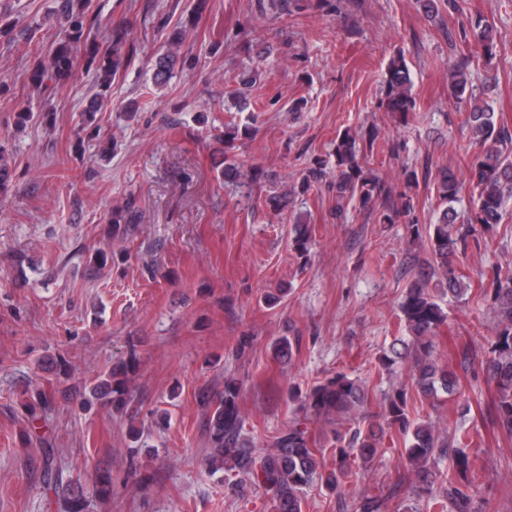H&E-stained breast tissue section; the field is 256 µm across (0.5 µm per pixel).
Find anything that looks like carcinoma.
I'll return each instance as SVG.
<instances>
[{
	"label": "carcinoma",
	"mask_w": 512,
	"mask_h": 512,
	"mask_svg": "<svg viewBox=\"0 0 512 512\" xmlns=\"http://www.w3.org/2000/svg\"><path fill=\"white\" fill-rule=\"evenodd\" d=\"M53 15L59 19L60 30L54 52L47 57H37L28 72V84L40 93L69 80L72 76L74 55L82 51L87 71L96 75L97 92L84 111L85 118L80 132L89 139L99 136L96 124L98 112L107 108V91L112 78L125 65V46L129 42L127 29L116 26L110 29L106 46L89 41L93 29L99 27V16L90 10V0H56ZM470 37L483 52L493 55L494 30L481 15L468 18L462 35ZM471 58L459 56L451 70L452 89L463 116L462 127L472 135L481 150L472 154L466 164L468 181L473 185V196L467 209L460 213L454 203L459 201L457 174L452 167H442L431 174L425 166L422 177H434L437 196L442 209L436 222L427 230L428 251L431 261L415 273V281L407 289L399 309L402 320L410 332L406 343L407 356L411 359V383L394 389L384 398L381 417L383 424H370L367 429L351 433L335 431L336 468L324 472L323 485L330 492L340 493L353 475V464L367 465L380 454L384 436L395 432L406 438L405 455L402 456L407 471L415 475L416 482L409 486V497H427L432 512H475L476 477L474 462L465 449L472 440L463 431L440 428L431 420L411 418L415 400L436 397L438 390L453 393L459 377L452 368L442 366L433 354L432 334L446 318L442 306L430 291L432 279L443 285L441 293L464 298L469 288L464 282L462 256L466 255L468 238L481 246L479 235L490 232L501 223L503 212L512 198V132L497 122L495 112L482 99L484 89L471 80ZM184 65L180 55L168 50L158 57L153 76L154 85L164 86L174 77L175 68ZM385 95L379 108L407 121L413 115L414 101L409 93L410 74L403 59L390 63L385 81ZM224 142V171L233 177L239 172L235 142L238 129L227 128L224 135L216 136ZM371 153L378 140V128L372 127L357 135L344 131L336 142V176L332 187L336 189V217L344 212V202L354 203L359 209L376 212L382 224H396L414 211L413 197L404 191L393 194L379 178L368 172L365 160L359 158L357 140ZM139 221V209L129 201L123 210L111 214L112 239L124 238ZM495 306L498 318L496 341L486 360V373L495 384L493 413L502 434L512 438V282L493 280ZM298 339H284L274 346L275 354L283 361H290L298 353ZM136 364L135 354H130L121 371L113 370L93 389L99 399L108 398L116 405L126 404L128 371ZM240 388L234 381L224 382V392L214 400L215 408L203 423L211 443L206 457L208 468L216 473L224 471L227 491L239 494L250 488L263 495L271 512H303L304 489L310 484L319 468L318 455L322 449L310 445L308 421L332 415L341 420L355 418L366 401L363 385L343 373L327 379L305 397V414L295 419L275 438L273 448L265 453L256 451L243 433L244 419L239 410ZM451 458L452 473L441 479L440 489L434 490L437 479L435 466L438 461ZM247 476L249 486L234 480L238 474ZM42 479L54 494L69 503L71 512H82L78 497L73 493L72 480L64 470L54 465L53 455L48 454L43 464Z\"/></svg>",
	"instance_id": "cac0c4a2"
}]
</instances>
